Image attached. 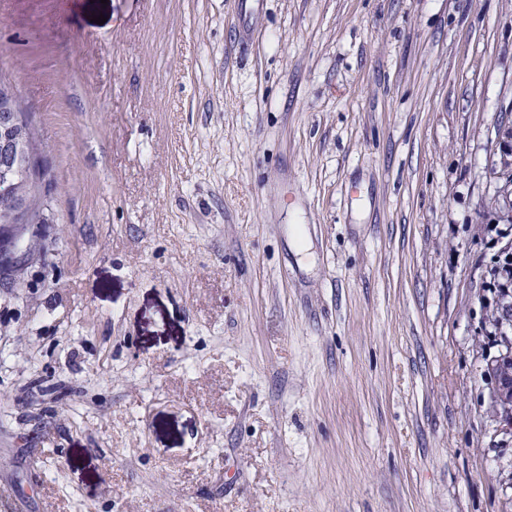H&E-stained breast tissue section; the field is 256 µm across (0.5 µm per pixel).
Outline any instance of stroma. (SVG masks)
I'll return each instance as SVG.
<instances>
[{"label": "stroma", "mask_w": 512, "mask_h": 512, "mask_svg": "<svg viewBox=\"0 0 512 512\" xmlns=\"http://www.w3.org/2000/svg\"><path fill=\"white\" fill-rule=\"evenodd\" d=\"M0 74V512H512V0H0ZM0 125L2 128L13 130L15 136L12 140L3 142L0 150V164L3 167L9 166L13 163V160L19 157L23 142V130L21 128V121L19 119L18 110L10 104H5L0 108ZM26 125L31 134V151L25 156L19 157L18 163L22 170L28 172V180L25 184L26 193L29 198L34 202V211L30 217V224L39 223L41 220V201H40V180L37 182L31 178V171H36L38 168L37 153L35 145V133L31 125L30 118L25 117ZM0 127V143L4 138L10 136V132ZM0 193L8 199L11 206L12 223L0 226V265L2 261L3 266L6 267L14 263V243L24 232L23 227L26 224H22L24 221L22 216L27 213L29 201L25 196L10 193L6 186L2 187Z\"/></svg>", "instance_id": "stroma-1"}]
</instances>
